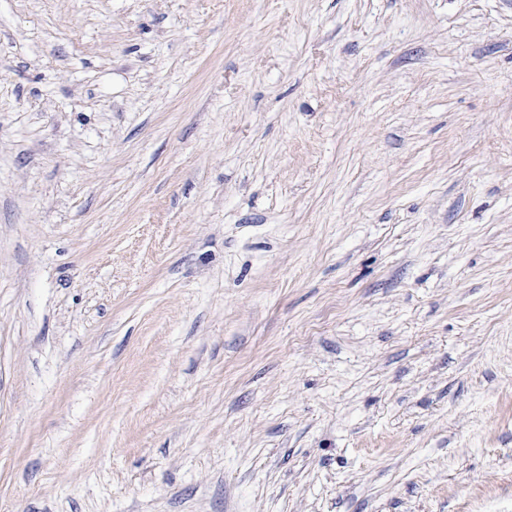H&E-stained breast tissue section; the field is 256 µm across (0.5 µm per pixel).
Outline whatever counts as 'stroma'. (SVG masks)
I'll return each instance as SVG.
<instances>
[{"mask_svg": "<svg viewBox=\"0 0 512 512\" xmlns=\"http://www.w3.org/2000/svg\"><path fill=\"white\" fill-rule=\"evenodd\" d=\"M0 512H512V0H0Z\"/></svg>", "mask_w": 512, "mask_h": 512, "instance_id": "stroma-1", "label": "stroma"}]
</instances>
